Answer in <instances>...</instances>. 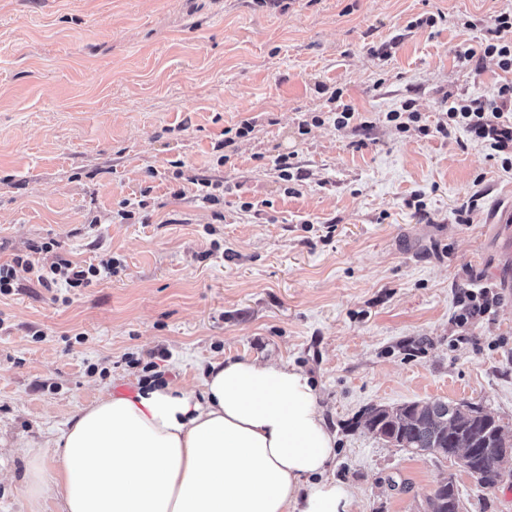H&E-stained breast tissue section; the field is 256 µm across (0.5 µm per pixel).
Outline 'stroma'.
I'll return each mask as SVG.
<instances>
[{"label":"stroma","mask_w":512,"mask_h":512,"mask_svg":"<svg viewBox=\"0 0 512 512\" xmlns=\"http://www.w3.org/2000/svg\"><path fill=\"white\" fill-rule=\"evenodd\" d=\"M512 0H0V262L33 252L119 272L63 293L0 297V512H61L23 493L28 450L107 389L156 363L200 386L210 363L274 359L314 381L336 434L326 476L354 512H422L453 477L462 512H512L453 459L393 446L373 406L470 402L512 433V172L488 145L435 127L447 95H491L505 74L459 66ZM438 16L435 27L417 18ZM371 122L336 128L332 94ZM412 103L419 126L386 112ZM252 122L225 149L224 130ZM291 153L302 180L282 181ZM219 204L200 203V180ZM421 195L425 213L408 202ZM477 209L461 223L472 196ZM126 198L146 201L136 221ZM51 250H43L46 242ZM499 301L460 331L461 288ZM43 331L35 340L34 331ZM84 342H76V334ZM98 373L87 374L88 364Z\"/></svg>","instance_id":"stroma-1"}]
</instances>
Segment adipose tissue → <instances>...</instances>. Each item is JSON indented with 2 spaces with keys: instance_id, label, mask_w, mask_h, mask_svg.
Here are the masks:
<instances>
[{
  "instance_id": "obj_1",
  "label": "adipose tissue",
  "mask_w": 512,
  "mask_h": 512,
  "mask_svg": "<svg viewBox=\"0 0 512 512\" xmlns=\"http://www.w3.org/2000/svg\"><path fill=\"white\" fill-rule=\"evenodd\" d=\"M61 512H352L324 480L336 454L308 376L284 362L212 363L200 391L151 380L78 409L57 442Z\"/></svg>"
}]
</instances>
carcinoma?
<instances>
[{"instance_id": "obj_1", "label": "carcinoma", "mask_w": 512, "mask_h": 512, "mask_svg": "<svg viewBox=\"0 0 512 512\" xmlns=\"http://www.w3.org/2000/svg\"><path fill=\"white\" fill-rule=\"evenodd\" d=\"M405 415L376 412L370 408L362 422L363 428L379 435L402 448L432 453L442 450L441 457H448L460 437L469 441L477 453L471 457L468 467L486 474L484 488L493 487L502 445L498 440L504 435V426L495 417L474 418L460 421L457 410L448 401L432 400L406 404ZM429 512H462L461 500L453 478L442 480V485L428 498Z\"/></svg>"}]
</instances>
